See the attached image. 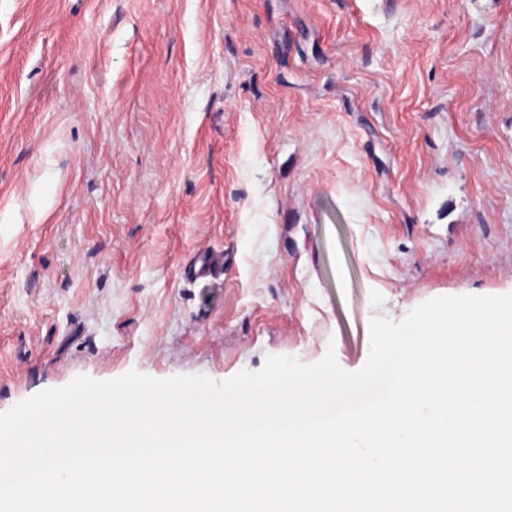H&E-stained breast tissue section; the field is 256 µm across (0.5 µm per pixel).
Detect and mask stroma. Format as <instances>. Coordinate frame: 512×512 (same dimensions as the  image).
Segmentation results:
<instances>
[{
	"instance_id": "35a3bbf8",
	"label": "stroma",
	"mask_w": 512,
	"mask_h": 512,
	"mask_svg": "<svg viewBox=\"0 0 512 512\" xmlns=\"http://www.w3.org/2000/svg\"><path fill=\"white\" fill-rule=\"evenodd\" d=\"M471 289L512 291V0H0V413L355 372Z\"/></svg>"
}]
</instances>
